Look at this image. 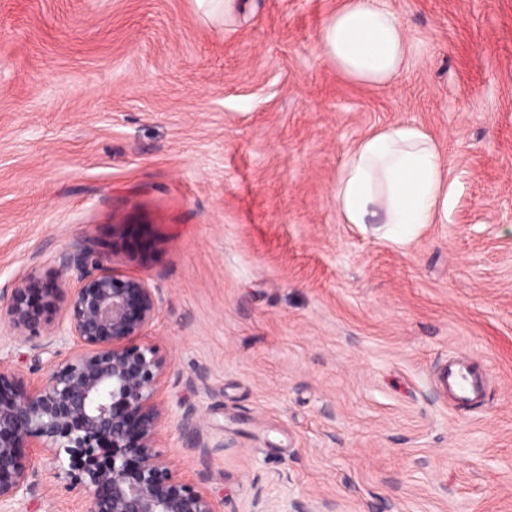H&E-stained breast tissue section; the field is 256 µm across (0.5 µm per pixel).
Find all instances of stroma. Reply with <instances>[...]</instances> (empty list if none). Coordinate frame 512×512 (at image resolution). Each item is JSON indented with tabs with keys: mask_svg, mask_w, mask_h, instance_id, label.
<instances>
[{
	"mask_svg": "<svg viewBox=\"0 0 512 512\" xmlns=\"http://www.w3.org/2000/svg\"><path fill=\"white\" fill-rule=\"evenodd\" d=\"M412 55L384 86L338 72L320 32L342 0H0V286L33 295L82 236L164 289L146 340L224 449L172 415L157 449L224 512L288 498L335 512H512V0H386ZM423 127L448 211L406 241L339 223L350 150ZM468 353L485 401L453 410L436 368ZM0 322V360L39 381ZM41 482L28 512H85ZM200 7H207L209 13H220L226 19H231L238 14L253 10L256 0H197ZM178 427L181 433L190 441L192 448H200L202 455L210 458L211 448H224V440H214L204 434L198 410L194 406L184 407L178 419Z\"/></svg>",
	"mask_w": 512,
	"mask_h": 512,
	"instance_id": "1",
	"label": "stroma"
}]
</instances>
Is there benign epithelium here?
I'll use <instances>...</instances> for the list:
<instances>
[{
	"mask_svg": "<svg viewBox=\"0 0 512 512\" xmlns=\"http://www.w3.org/2000/svg\"><path fill=\"white\" fill-rule=\"evenodd\" d=\"M62 271L45 304L32 306L26 277L0 287L11 335L41 352L39 336L72 342L34 383L0 362V512H23L38 478L70 480L86 512H224V501L183 482L156 450L168 407L158 399L170 366L143 336L163 289L104 264L84 239L55 257ZM181 433L206 458L224 440L204 434L198 410L182 409ZM288 512H333L294 499Z\"/></svg>",
	"mask_w": 512,
	"mask_h": 512,
	"instance_id": "obj_1",
	"label": "benign epithelium"
}]
</instances>
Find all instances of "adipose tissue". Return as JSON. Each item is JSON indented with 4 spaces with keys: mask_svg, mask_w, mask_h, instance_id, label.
<instances>
[{
    "mask_svg": "<svg viewBox=\"0 0 512 512\" xmlns=\"http://www.w3.org/2000/svg\"><path fill=\"white\" fill-rule=\"evenodd\" d=\"M326 57L345 76L390 83L411 51L406 27L381 0H343L320 33ZM336 213L343 224H376L404 240L437 223L448 204L445 164L421 127L397 123L360 139L336 178Z\"/></svg>",
    "mask_w": 512,
    "mask_h": 512,
    "instance_id": "adipose-tissue-1",
    "label": "adipose tissue"
}]
</instances>
